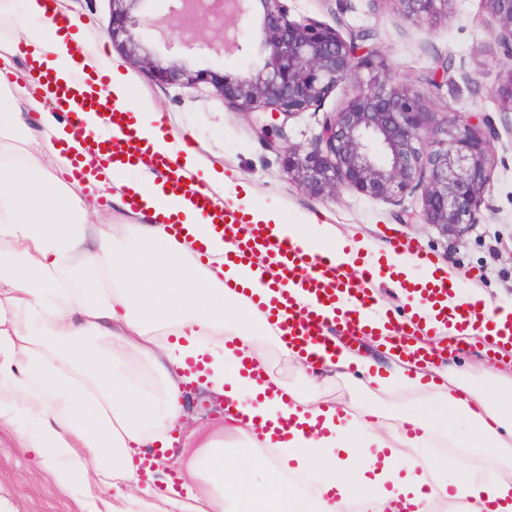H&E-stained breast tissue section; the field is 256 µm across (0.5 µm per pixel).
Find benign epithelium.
Listing matches in <instances>:
<instances>
[{
	"mask_svg": "<svg viewBox=\"0 0 512 512\" xmlns=\"http://www.w3.org/2000/svg\"><path fill=\"white\" fill-rule=\"evenodd\" d=\"M140 0H112V43L133 44L131 10ZM168 24L180 46L202 44L211 50L236 45L222 28L218 40L201 41L180 20L205 24L213 0H176ZM222 17L238 21L260 4V28L254 54L262 64L244 75L215 77L204 71L165 65L148 57L160 83L192 89L213 85L230 110L270 115L258 136L283 153L288 175L310 193L336 196L345 188L397 201L421 191L422 218L457 241L481 223L484 196L491 188L496 162L494 141L484 119L470 112L440 113L414 88L395 81L380 51L363 48L358 37L313 19H295L288 0H218ZM402 15L432 26L448 16L452 0H395ZM487 26L512 55V0H481ZM347 89L344 104L324 116L321 132L308 147L281 145L276 136L303 112L319 111L339 85ZM503 111L512 112V70L497 89Z\"/></svg>",
	"mask_w": 512,
	"mask_h": 512,
	"instance_id": "benign-epithelium-1",
	"label": "benign epithelium"
}]
</instances>
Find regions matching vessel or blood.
<instances>
[{
	"mask_svg": "<svg viewBox=\"0 0 512 512\" xmlns=\"http://www.w3.org/2000/svg\"><path fill=\"white\" fill-rule=\"evenodd\" d=\"M57 23L63 30V42L75 62H82L83 47L73 31V25L65 14H58ZM100 80L99 73L83 72L80 83L57 88L59 104L69 114L75 115L96 104L95 87ZM110 121L117 135L109 142H95L87 145V152L104 155L107 162L135 164L144 156L151 154V142L140 136L136 128L133 111L116 105H109ZM154 158L156 173L171 192L188 197L193 206L213 230L221 234L225 244V255L232 260L242 261L255 249L262 247L271 236V227L267 224L253 225L248 237H238L235 227L244 223L247 206L218 202L212 188L205 182L184 175L179 155L172 154ZM275 265L281 280H298L314 300L313 305L296 306L286 291L263 298L251 294V301L267 316L278 318L283 341L290 346L305 348L318 337L343 330L352 336H364L374 331L375 324L365 321L362 312L370 308L371 297L366 289L375 275L380 261L374 257L360 256L357 278H350L334 257L310 254L291 241H284L274 255ZM401 287L419 301L431 305L436 310L437 321H426L424 331H432L436 322L451 324L455 330L478 319L480 311L477 305L456 302L454 283L439 282L432 286H422L414 282H402ZM324 305L333 310L332 322L321 321L315 307Z\"/></svg>",
	"mask_w": 512,
	"mask_h": 512,
	"instance_id": "1",
	"label": "vessel or blood"
}]
</instances>
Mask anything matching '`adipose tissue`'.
Masks as SVG:
<instances>
[{
	"mask_svg": "<svg viewBox=\"0 0 512 512\" xmlns=\"http://www.w3.org/2000/svg\"><path fill=\"white\" fill-rule=\"evenodd\" d=\"M1 14L14 31L0 41L1 60L21 45L59 81L79 78L47 0H0ZM78 28L87 68L106 76L102 100L134 109L157 151L179 148L183 134L163 133L162 113L135 108L130 82L98 50L101 37L86 22ZM72 140L51 95L0 79V425L18 430L61 482L110 489L89 512H431L438 501L512 512V476L479 478L468 464L474 448L512 460L511 373L486 385L437 362L428 394L395 424L327 398L338 382L382 393L408 384L395 339L381 336L392 355L383 363L333 337L290 349L241 294L275 278L268 250L226 259L223 239L144 163L134 180L122 168L103 174L115 197L140 196L138 223L89 239L91 207L60 177L73 168L63 149ZM164 214L188 236L174 235ZM248 214L271 225L273 241L350 259L333 225L287 224L266 205ZM272 348L296 365L302 386L271 371ZM192 362L201 366L193 375ZM191 380L223 401L225 422L184 461L191 483L179 490L158 454L188 413ZM272 440L276 468L256 454ZM440 441L457 449L454 462L433 456Z\"/></svg>",
	"mask_w": 512,
	"mask_h": 512,
	"instance_id": "ef3b65f1",
	"label": "adipose tissue"
}]
</instances>
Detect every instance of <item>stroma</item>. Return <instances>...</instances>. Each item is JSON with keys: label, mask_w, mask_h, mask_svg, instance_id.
<instances>
[{"label": "stroma", "mask_w": 512, "mask_h": 512, "mask_svg": "<svg viewBox=\"0 0 512 512\" xmlns=\"http://www.w3.org/2000/svg\"><path fill=\"white\" fill-rule=\"evenodd\" d=\"M169 6L170 0H147L145 6L133 9L131 34L141 52L168 65L219 74H236L258 65V58L248 51L257 33L253 18L238 22L237 47L223 52L188 51L171 43L160 29L141 23L146 15L166 20ZM66 7L104 35L101 50L130 78L136 103L162 112L166 126L188 136L193 150L214 171L232 184L251 187L257 201L278 206L286 223L304 224L313 217L318 223L335 225L348 240L379 246L399 236L428 253L434 263L447 266L462 287L484 289L493 304L512 305V135L505 131L497 96L501 75L512 70V57L503 53L490 34L481 0H454L448 18L432 28L404 20L392 0L290 3L295 18L326 23L345 35L359 30L368 34L397 82L429 97L437 111L475 112L500 132L492 188L482 206L483 220L460 242L424 223L416 192L395 203L352 189L334 198L311 194L291 180L282 154L258 138L255 115L227 109L208 83L194 89L158 83L125 49L112 45L107 39L112 29V0H66ZM444 58L452 59L453 66L440 88H431L426 78ZM345 98V89L337 88L327 97L322 113L308 111L290 120L284 143L308 146L321 130L323 112L339 108ZM330 395L357 407H377L385 416L395 417L405 411L411 390L406 387L394 395L376 397L339 384ZM91 494L105 498L109 491L99 486L87 494L81 486L58 483L53 466L26 448L18 433L0 428V512H87Z\"/></svg>", "instance_id": "obj_1"}]
</instances>
